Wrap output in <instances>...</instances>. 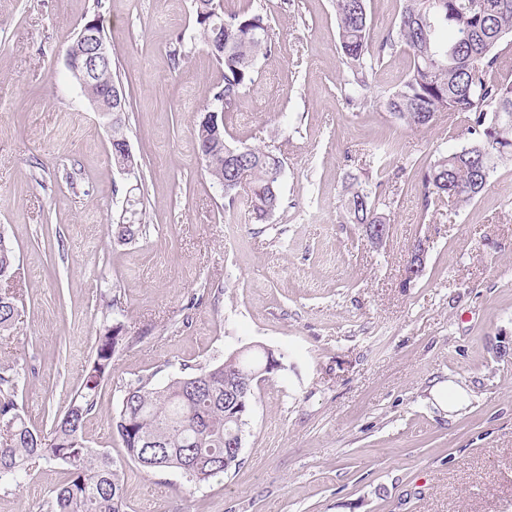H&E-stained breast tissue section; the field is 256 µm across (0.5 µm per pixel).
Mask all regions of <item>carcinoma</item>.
Masks as SVG:
<instances>
[{
    "instance_id": "cac0c4a2",
    "label": "carcinoma",
    "mask_w": 512,
    "mask_h": 512,
    "mask_svg": "<svg viewBox=\"0 0 512 512\" xmlns=\"http://www.w3.org/2000/svg\"><path fill=\"white\" fill-rule=\"evenodd\" d=\"M341 60L349 76L340 86L352 108L368 103L369 82L385 55L399 45L409 51L406 73L384 95L389 116L411 129L428 128L442 112L465 124L472 140L452 152L438 151L426 164L412 163L409 175L422 188L424 209L448 199V187L457 189L455 201L467 205L480 198L497 164L512 158V81L503 75L502 45L512 42V0H402L396 34L375 44L370 38L367 0H335ZM268 4L237 0L224 15V52L212 53L221 68L212 100L224 99L229 116L256 80L258 58L272 51ZM226 126L215 134L195 123L196 151L211 154L206 171L213 184L224 185V199L233 207L239 185L229 165L222 164ZM248 211L258 222L281 206L283 161L269 145L244 143ZM347 220L358 226L383 223L379 197L362 182L345 187ZM16 271L14 250L0 235V283ZM19 295L0 289V337L12 333ZM120 322L102 326L81 388L68 408L55 417L49 435L30 425L16 397L21 380L17 369L0 366V484L19 486L31 476L32 461L61 467L63 483L53 490V512H127L126 470L102 449L87 445L83 429L98 406L101 384L112 370L117 351L130 345ZM261 349H250L239 361L222 360L181 372L154 385L140 378L126 388L112 419L127 457L144 472L169 471L196 485L208 483L240 466L249 412L224 392V379L239 387L252 404L251 375L265 363Z\"/></svg>"
}]
</instances>
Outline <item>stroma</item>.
I'll list each match as a JSON object with an SVG mask.
<instances>
[{"mask_svg": "<svg viewBox=\"0 0 512 512\" xmlns=\"http://www.w3.org/2000/svg\"><path fill=\"white\" fill-rule=\"evenodd\" d=\"M269 7L276 47L228 125L230 142L275 146L284 161L282 206L257 224L242 205L225 211L195 149L221 70L201 42L176 41L193 0H0V230L22 290L0 351L29 374L18 405L49 429L117 319L136 341L114 357L84 435L125 462L131 512H512V161L478 200L424 210L404 166L470 136L444 116L412 130L381 107L407 49L385 58L372 106L351 109L332 0ZM96 15L128 94L129 176L64 66ZM353 177L382 182L381 249L345 221ZM128 197L145 227L118 245ZM417 243L427 260L412 278ZM252 343L289 358L254 387L239 469L194 487L128 463L112 428L127 384ZM449 378L471 400L447 417L430 392ZM62 480L37 461L24 485H0V512H49Z\"/></svg>", "mask_w": 512, "mask_h": 512, "instance_id": "1", "label": "stroma"}]
</instances>
